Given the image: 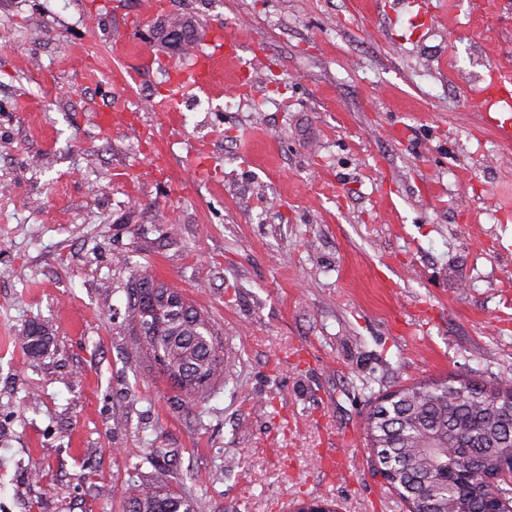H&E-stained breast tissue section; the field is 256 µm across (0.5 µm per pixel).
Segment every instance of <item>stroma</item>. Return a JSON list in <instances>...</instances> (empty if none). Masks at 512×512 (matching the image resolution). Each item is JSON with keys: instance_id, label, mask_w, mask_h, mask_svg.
Segmentation results:
<instances>
[{"instance_id": "obj_1", "label": "stroma", "mask_w": 512, "mask_h": 512, "mask_svg": "<svg viewBox=\"0 0 512 512\" xmlns=\"http://www.w3.org/2000/svg\"><path fill=\"white\" fill-rule=\"evenodd\" d=\"M426 2L415 29L399 0H0V512H127L159 448L195 512H407L371 407L512 381V143L470 91L512 77V0ZM181 14L254 71L166 127ZM143 273L218 334L205 400L136 347Z\"/></svg>"}]
</instances>
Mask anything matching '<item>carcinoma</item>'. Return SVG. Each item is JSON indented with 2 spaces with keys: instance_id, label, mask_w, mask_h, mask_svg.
Wrapping results in <instances>:
<instances>
[{
  "instance_id": "cac0c4a2",
  "label": "carcinoma",
  "mask_w": 512,
  "mask_h": 512,
  "mask_svg": "<svg viewBox=\"0 0 512 512\" xmlns=\"http://www.w3.org/2000/svg\"><path fill=\"white\" fill-rule=\"evenodd\" d=\"M170 29L182 33L179 52L195 44L192 20L172 16L160 35ZM130 288L136 322L143 319V308L170 290L147 276L134 279ZM149 320L151 337L141 342V350L187 398H207L224 374V354L208 318L185 300L178 311L162 306ZM44 339L29 329L21 342L37 355ZM392 395L374 405L364 429L376 469L408 504L409 512H486L494 501L512 505V484L488 485L469 476L474 460L494 472L512 458L511 382L479 386L460 377L404 385ZM168 482L169 471L157 467L154 490L130 485L129 512H194L189 498L167 490Z\"/></svg>"
}]
</instances>
